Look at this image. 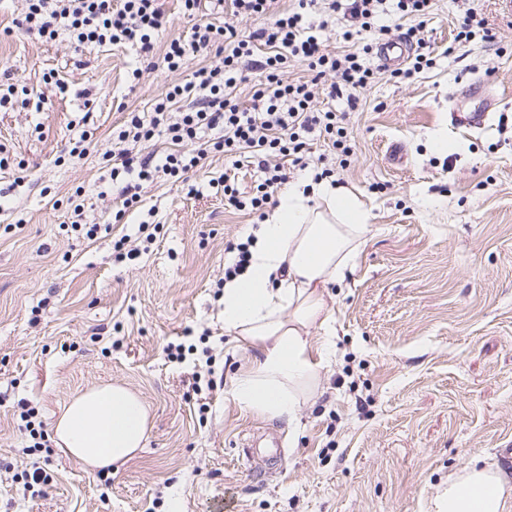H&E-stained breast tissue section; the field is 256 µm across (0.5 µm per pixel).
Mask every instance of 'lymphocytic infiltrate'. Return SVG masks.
Segmentation results:
<instances>
[{"label":"lymphocytic infiltrate","mask_w":512,"mask_h":512,"mask_svg":"<svg viewBox=\"0 0 512 512\" xmlns=\"http://www.w3.org/2000/svg\"><path fill=\"white\" fill-rule=\"evenodd\" d=\"M25 7L15 26L26 34L54 39L66 31L76 49L103 45L133 46L142 57H152L167 16L162 0H24ZM184 16L194 25L189 39L167 43L162 63L169 71L183 68L188 56L210 50L222 54L218 64L194 71L186 82L168 87L157 98L153 116L143 120L130 114L115 133L118 143L109 156L110 176L120 189L123 208L137 204L141 183L158 179L189 183L203 166L209 153L246 154L254 158L264 179L252 194L240 191L234 179L221 186L224 204L265 217L274 203L277 188L289 179L290 166H304L310 140L328 139L338 156L351 147L344 113L319 112L313 107L320 78L335 81L331 95H346L356 102L372 81L374 72L363 62L372 44L343 55L328 52L319 37L328 29L333 14H342L348 27L342 33L351 39L353 26L368 29L383 9L385 0H297L283 12L278 0H180ZM235 17L264 20L265 25L250 34H241L232 25L211 22L215 11ZM305 65L314 77L308 81L288 80L289 63ZM257 64L265 73L248 107L233 103L229 91L243 78L246 65ZM188 101L179 109L180 101ZM165 133L175 144L174 152L154 159L143 156L142 143L157 133ZM208 133L207 141L194 153L178 151V144Z\"/></svg>","instance_id":"f902f5d3"}]
</instances>
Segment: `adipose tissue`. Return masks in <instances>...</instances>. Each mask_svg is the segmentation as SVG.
Segmentation results:
<instances>
[{"label":"adipose tissue","mask_w":512,"mask_h":512,"mask_svg":"<svg viewBox=\"0 0 512 512\" xmlns=\"http://www.w3.org/2000/svg\"><path fill=\"white\" fill-rule=\"evenodd\" d=\"M370 212L350 190L327 181L288 183L255 232L247 270L224 284V328L238 348L254 350L232 381L237 406L262 417L294 420L318 390L333 337L324 289L365 244ZM149 407L120 384L89 388L67 402L53 422L55 447L92 469L132 458L145 444ZM512 483L491 463L470 465L438 486L433 512H506Z\"/></svg>","instance_id":"adipose-tissue-1"}]
</instances>
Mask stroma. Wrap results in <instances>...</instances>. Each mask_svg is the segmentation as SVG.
Instances as JSON below:
<instances>
[{
    "label": "stroma",
    "mask_w": 512,
    "mask_h": 512,
    "mask_svg": "<svg viewBox=\"0 0 512 512\" xmlns=\"http://www.w3.org/2000/svg\"><path fill=\"white\" fill-rule=\"evenodd\" d=\"M492 40L457 39L461 0H437L424 25L433 65L411 80L380 68L357 105L328 97L317 110L346 113L351 154L335 165L329 142L310 162L370 210L368 241L343 281L328 284L336 323L321 371L323 394L294 425L239 409L233 378L249 363L224 329L218 283L254 218L224 204L210 179L227 174L253 190L262 173L246 157L209 155L199 192L154 182L137 208L116 218L109 178L112 131L128 113L150 120L155 99L215 55L190 56L171 72L141 66L135 50H77L67 33L51 41L13 31L22 0H0V82L42 96L44 108H0V512H428L433 487L473 460L512 478V10L483 0ZM375 28L345 41L342 54L375 38L403 39L411 22L394 0ZM141 68L139 81L131 72ZM68 85L59 93L49 74ZM491 77L494 105L483 128L450 119V96ZM90 131L83 158L74 139ZM446 138L448 154L433 151ZM103 230L70 232L75 204ZM156 223L155 239L138 233ZM130 235L139 256L115 257ZM191 344L182 362L168 344ZM217 386H209L210 376ZM121 383L150 408L147 442L130 460L91 469L58 450L29 449L20 414L36 408L52 427L71 398ZM274 434L281 454L250 470L242 450ZM42 467L48 484L29 488Z\"/></svg>",
    "instance_id": "35a3bbf8"
}]
</instances>
